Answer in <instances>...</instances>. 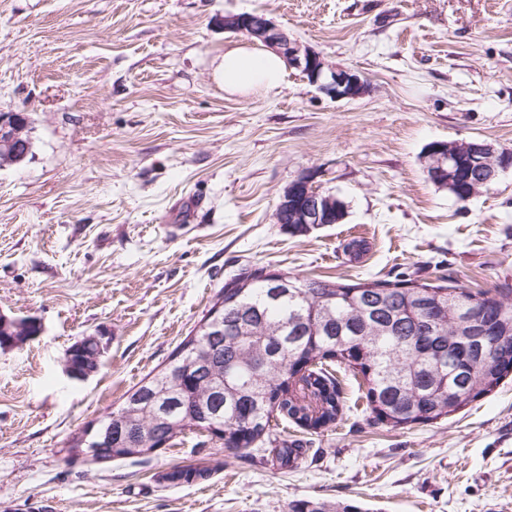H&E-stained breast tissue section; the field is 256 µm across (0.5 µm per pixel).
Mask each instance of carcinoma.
Wrapping results in <instances>:
<instances>
[{"label": "carcinoma", "mask_w": 512, "mask_h": 512, "mask_svg": "<svg viewBox=\"0 0 512 512\" xmlns=\"http://www.w3.org/2000/svg\"><path fill=\"white\" fill-rule=\"evenodd\" d=\"M215 302L219 329L186 337L164 367L132 388L115 410L112 429L81 431L70 449L93 458H138L160 440L187 430L218 429L224 448L240 451L270 436L273 422L291 420L317 431L342 413L329 367L362 375L368 408L392 428L448 417L492 392L512 370V289L473 293L454 283L365 280L344 283L260 281L252 270L230 278ZM440 305L431 318L422 302ZM482 312L488 334L477 359L461 348L470 307ZM65 359L86 372L79 343ZM210 471L177 467L170 484L205 480ZM289 512H360L356 505L298 501Z\"/></svg>", "instance_id": "1"}]
</instances>
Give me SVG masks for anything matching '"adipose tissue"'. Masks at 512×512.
Masks as SVG:
<instances>
[{
	"mask_svg": "<svg viewBox=\"0 0 512 512\" xmlns=\"http://www.w3.org/2000/svg\"><path fill=\"white\" fill-rule=\"evenodd\" d=\"M284 72L285 62L278 54L245 45L225 49L220 67L225 91L241 95L278 88Z\"/></svg>",
	"mask_w": 512,
	"mask_h": 512,
	"instance_id": "1",
	"label": "adipose tissue"
}]
</instances>
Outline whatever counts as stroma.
I'll return each instance as SVG.
<instances>
[{
	"label": "stroma",
	"instance_id": "obj_1",
	"mask_svg": "<svg viewBox=\"0 0 512 512\" xmlns=\"http://www.w3.org/2000/svg\"><path fill=\"white\" fill-rule=\"evenodd\" d=\"M254 11L367 94L331 99L292 67L277 89L225 92V49L255 41L222 19ZM0 112L33 126L32 158L0 168V314L42 325L0 349V512H512L511 376L404 428L341 373L344 415L315 433L284 421L234 453L198 432L139 459L68 450L242 269L512 286V169L466 201L425 169L435 141L512 151V0H0ZM306 173L344 202L341 223L275 222ZM85 336L103 357L77 381L63 359ZM286 440L301 447L290 467ZM183 466L213 474L163 481ZM289 512H360V508L343 502L330 505L314 501H298L289 506Z\"/></svg>",
	"mask_w": 512,
	"mask_h": 512
}]
</instances>
